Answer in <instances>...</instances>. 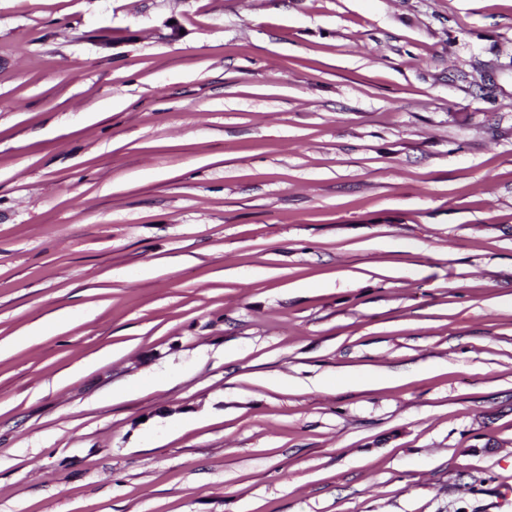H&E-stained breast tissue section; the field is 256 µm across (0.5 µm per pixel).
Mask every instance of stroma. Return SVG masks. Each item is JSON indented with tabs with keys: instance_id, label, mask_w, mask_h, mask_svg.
I'll return each mask as SVG.
<instances>
[{
	"instance_id": "stroma-1",
	"label": "stroma",
	"mask_w": 512,
	"mask_h": 512,
	"mask_svg": "<svg viewBox=\"0 0 512 512\" xmlns=\"http://www.w3.org/2000/svg\"><path fill=\"white\" fill-rule=\"evenodd\" d=\"M512 0H0V512H512Z\"/></svg>"
}]
</instances>
